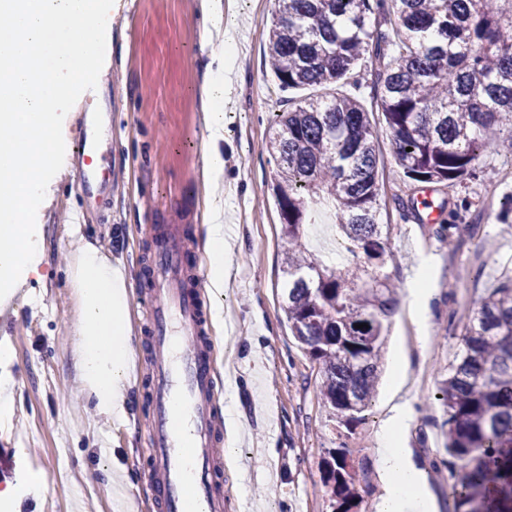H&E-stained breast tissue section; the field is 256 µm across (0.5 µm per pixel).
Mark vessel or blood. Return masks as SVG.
Masks as SVG:
<instances>
[{"instance_id":"b4317fda","label":"vessel or blood","mask_w":512,"mask_h":512,"mask_svg":"<svg viewBox=\"0 0 512 512\" xmlns=\"http://www.w3.org/2000/svg\"><path fill=\"white\" fill-rule=\"evenodd\" d=\"M92 118L83 121L81 176L99 175ZM193 248L170 227L150 262L153 290L145 310L154 359L149 370L148 429L155 512H222L224 420L218 406L219 370L210 336L201 268L186 269Z\"/></svg>"}]
</instances>
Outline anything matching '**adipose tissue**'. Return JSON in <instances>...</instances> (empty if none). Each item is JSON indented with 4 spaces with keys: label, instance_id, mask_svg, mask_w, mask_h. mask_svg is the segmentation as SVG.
Listing matches in <instances>:
<instances>
[{
    "label": "adipose tissue",
    "instance_id": "adipose-tissue-1",
    "mask_svg": "<svg viewBox=\"0 0 512 512\" xmlns=\"http://www.w3.org/2000/svg\"><path fill=\"white\" fill-rule=\"evenodd\" d=\"M202 7L208 25L223 32V47L217 54L220 65L202 87L205 106L203 176L214 188L206 201L205 243L210 258V283L215 291L212 316L220 321L224 318V254L228 248L224 232V195L219 190L224 174L220 150L224 140L221 107L232 90L230 59L235 35L222 27V0H202ZM69 231L78 241L70 278L80 304L79 378L94 399L97 415L108 421H122L126 418V382L132 350L126 319L130 285L111 256L82 240L80 225H71ZM412 419L410 405L394 406L378 433L376 463L383 490L376 512H434L427 490V474L417 466L413 451L406 443V430Z\"/></svg>",
    "mask_w": 512,
    "mask_h": 512
}]
</instances>
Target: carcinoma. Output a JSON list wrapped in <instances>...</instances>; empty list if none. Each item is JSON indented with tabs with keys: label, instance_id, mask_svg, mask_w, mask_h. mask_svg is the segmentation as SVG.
<instances>
[{
	"label": "carcinoma",
	"instance_id": "carcinoma-1",
	"mask_svg": "<svg viewBox=\"0 0 512 512\" xmlns=\"http://www.w3.org/2000/svg\"><path fill=\"white\" fill-rule=\"evenodd\" d=\"M277 2L266 57L282 89L337 84L367 58L380 68L384 128L359 99L338 95L276 115L269 136L286 243L282 309L319 365L330 420L350 432L375 396L398 304L396 286L371 271L393 230L380 223V139L416 184L473 177L478 150L490 141L512 150V0ZM326 199L352 257L343 272L329 269L303 238ZM439 393L452 512H512V277L478 297ZM319 452L332 509L359 512L368 470L353 465L344 443Z\"/></svg>",
	"mask_w": 512,
	"mask_h": 512
}]
</instances>
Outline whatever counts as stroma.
I'll list each match as a JSON object with an SVG mask.
<instances>
[{
    "label": "stroma",
    "mask_w": 512,
    "mask_h": 512,
    "mask_svg": "<svg viewBox=\"0 0 512 512\" xmlns=\"http://www.w3.org/2000/svg\"><path fill=\"white\" fill-rule=\"evenodd\" d=\"M225 26L234 30L233 88L224 104V224L233 251L224 270V319L212 323L223 374L218 398L239 424L224 431V488L237 512H331L320 449L334 440L318 396V365L301 350L281 309L279 213L271 191L268 151L278 112L308 97L349 94L370 109L374 123L377 67L329 87L283 91L265 61L275 0H228ZM201 0H114L108 16L106 69L63 121L67 175L52 182L38 208L45 235L43 277L31 281L14 313L0 316V345L12 351L0 365L14 410L0 417V488L24 473L41 474L25 491L22 512H114L122 494L130 512H150L147 428L150 423V346L142 307L151 288L147 265L160 229L185 227L201 267H208L202 179L204 114L201 87L209 50L201 41ZM105 113L101 148L112 180L88 192L79 180L78 133L85 111ZM479 177L449 187L412 184L388 140L378 161L380 212L394 226L388 256L376 274L408 290L427 273L430 317L407 302L393 318L386 354L403 355L400 398L418 415L406 440L428 475L437 512H449L447 472L433 461L443 452L439 382L459 346L475 301L512 272V158L484 148ZM445 203L458 229L453 242L437 238L426 209L406 213L399 201ZM78 216L85 240L118 258L132 285L127 323L132 339L126 421L104 423L75 370L79 313L69 272L76 244L68 233ZM385 370L365 423L348 435L354 463L374 464L377 432L393 393ZM124 471L116 473L113 463Z\"/></svg>",
    "instance_id": "stroma-1"
}]
</instances>
